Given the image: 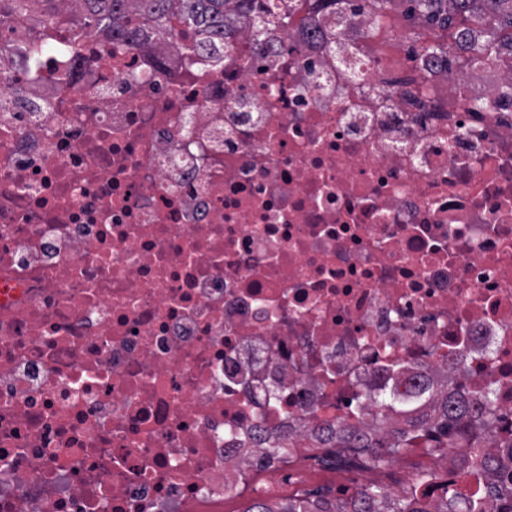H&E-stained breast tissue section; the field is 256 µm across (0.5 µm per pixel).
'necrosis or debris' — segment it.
Listing matches in <instances>:
<instances>
[{
    "instance_id": "1",
    "label": "necrosis or debris",
    "mask_w": 512,
    "mask_h": 512,
    "mask_svg": "<svg viewBox=\"0 0 512 512\" xmlns=\"http://www.w3.org/2000/svg\"><path fill=\"white\" fill-rule=\"evenodd\" d=\"M401 2L119 47L0 0V512H334L323 448L490 385L499 465L406 490L512 512V60L391 85Z\"/></svg>"
}]
</instances>
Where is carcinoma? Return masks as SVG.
<instances>
[{
	"label": "carcinoma",
	"mask_w": 512,
	"mask_h": 512,
	"mask_svg": "<svg viewBox=\"0 0 512 512\" xmlns=\"http://www.w3.org/2000/svg\"><path fill=\"white\" fill-rule=\"evenodd\" d=\"M88 8L82 24L92 33L105 23L112 22V38L128 44L142 39L138 30H129L119 24L124 12L132 8L156 25H165L174 19L205 28L212 41L224 40V7L229 0H86ZM348 10L355 13L374 9L375 14L385 7L386 0H343ZM407 13L427 24L452 30L453 45L435 42L421 46L414 56L427 52L448 72H453L478 60L486 51V42L475 38L477 29L485 24L506 32L505 39L512 42V0H404ZM468 45L470 55L461 56L457 46ZM484 406L474 409L461 399L449 396L435 409L433 416L419 422L413 435L383 437L371 445L372 452L364 458H351L350 448L361 447V439L352 435L334 444V459L358 470L379 471L389 466L395 457L410 448H420L429 457H438L450 448H470L475 460L474 470L488 469L494 458L483 455L476 448L480 440L485 417L495 410L493 391L483 394ZM385 493L381 487H372L356 502L344 504L339 512H372V500ZM457 492L449 487L437 503L435 512H481L478 502L472 501L462 511Z\"/></svg>",
	"instance_id": "1"
}]
</instances>
